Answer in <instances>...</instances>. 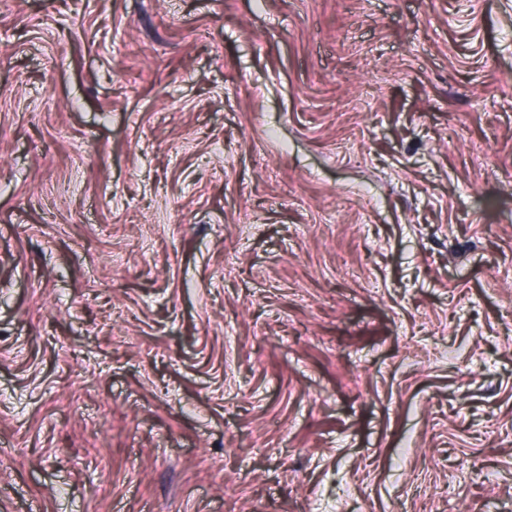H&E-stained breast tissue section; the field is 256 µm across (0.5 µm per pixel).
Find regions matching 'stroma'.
<instances>
[{
    "label": "stroma",
    "mask_w": 512,
    "mask_h": 512,
    "mask_svg": "<svg viewBox=\"0 0 512 512\" xmlns=\"http://www.w3.org/2000/svg\"><path fill=\"white\" fill-rule=\"evenodd\" d=\"M0 512H512V0H0Z\"/></svg>",
    "instance_id": "1"
}]
</instances>
